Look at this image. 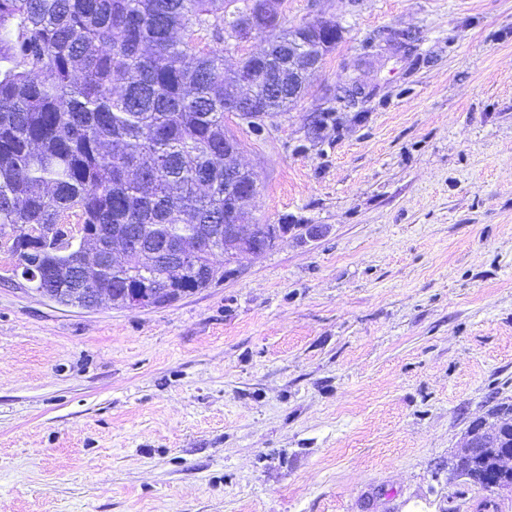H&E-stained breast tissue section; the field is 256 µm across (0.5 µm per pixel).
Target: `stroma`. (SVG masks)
<instances>
[{"label": "stroma", "mask_w": 512, "mask_h": 512, "mask_svg": "<svg viewBox=\"0 0 512 512\" xmlns=\"http://www.w3.org/2000/svg\"><path fill=\"white\" fill-rule=\"evenodd\" d=\"M342 33L255 138L292 228L169 305L15 286L0 247V512H466L445 465L512 400V0H283ZM415 33L409 45L390 32ZM348 77L337 128L311 121ZM323 229L301 239L303 227Z\"/></svg>", "instance_id": "stroma-1"}]
</instances>
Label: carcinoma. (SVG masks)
Returning a JSON list of instances; mask_svg holds the SVG:
<instances>
[{"mask_svg": "<svg viewBox=\"0 0 512 512\" xmlns=\"http://www.w3.org/2000/svg\"><path fill=\"white\" fill-rule=\"evenodd\" d=\"M265 0H0V232L17 266L34 258L38 288L112 292L143 282L180 296L208 288L256 178L224 189V154L238 161L224 117L250 87L255 112L288 108V35L224 71V32L248 18L282 26ZM138 224L145 239L196 252L176 268H150L112 229ZM482 451L461 475L481 489L512 482V402L483 419Z\"/></svg>", "mask_w": 512, "mask_h": 512, "instance_id": "1", "label": "carcinoma"}]
</instances>
